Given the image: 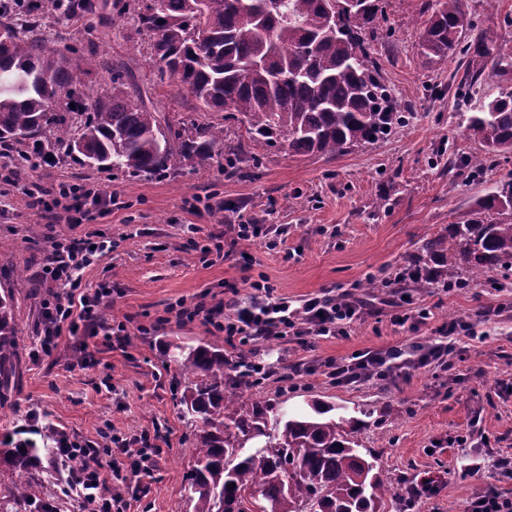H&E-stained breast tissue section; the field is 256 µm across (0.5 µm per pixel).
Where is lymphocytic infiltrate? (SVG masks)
Segmentation results:
<instances>
[{
    "instance_id": "obj_1",
    "label": "lymphocytic infiltrate",
    "mask_w": 512,
    "mask_h": 512,
    "mask_svg": "<svg viewBox=\"0 0 512 512\" xmlns=\"http://www.w3.org/2000/svg\"><path fill=\"white\" fill-rule=\"evenodd\" d=\"M26 195L30 208L48 219L64 213L66 223L75 228L111 212L117 202L115 194L104 193L90 183L63 182L46 192L27 190ZM51 248L53 259L44 265L40 277L65 287L67 294L42 304L40 350L50 351L64 330L73 337L124 333L125 324L109 325L102 316L101 302L110 296V289L101 286L90 292L83 286L84 270L111 251V240L63 236L54 238ZM246 282L252 290L250 302L232 298L210 306L201 300L190 304L182 301L172 311L177 321L197 320L223 332L225 343L236 350L237 365L250 384L257 378H268L272 369L250 360L243 352L244 346L261 338L290 334L300 345L311 347L317 340L347 335L350 324L363 310L361 301L327 292L305 298L295 307L277 295L264 277L250 276ZM474 336L472 324L460 318L438 328L428 344L365 350L348 359H329L323 363L324 373L336 384L358 386L427 365L444 369L461 339ZM55 442L56 456L74 463L71 485L82 512H128L131 498L144 493L142 480L152 476L161 453L158 444L118 434L105 436L99 445L62 431L57 433ZM493 468L496 482L486 484L471 498L467 512H512V491L505 487L506 482L512 481V457L498 458Z\"/></svg>"
}]
</instances>
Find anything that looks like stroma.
<instances>
[{
	"mask_svg": "<svg viewBox=\"0 0 512 512\" xmlns=\"http://www.w3.org/2000/svg\"><path fill=\"white\" fill-rule=\"evenodd\" d=\"M381 5L384 14L366 38L382 86L408 118L391 134L344 155L293 154L284 142L250 139L242 117L225 121L224 143L241 146L256 160L252 176L225 175L220 156L174 177H131L68 158L38 167L0 155V169L21 170L17 184L0 181V293L11 291L18 329L16 374L0 390V440L33 438L35 421L94 442L105 432L162 436L159 467L130 512H190L183 486L196 450L180 406L178 367L166 347L220 345L224 336L196 321H176L167 310L181 301H223L226 285L249 271L295 302L332 290L372 306L348 336L322 339L306 350L290 336L253 347V360L278 367L301 362L311 370L288 382L271 377L250 387V395L291 409L319 400L362 416L356 439L375 450L384 479L397 490L449 470L424 512H464L482 485L492 482V461L512 456V269H497L483 283L463 288L434 283L407 291L402 279L419 237L441 234L448 222L473 213L492 188L512 180V160L477 175L461 170L466 158L483 152L463 131L465 115L496 96L499 81L477 84L468 102L459 101L452 91L464 74L459 58L423 65L419 28L407 20L413 8L429 16L437 0ZM464 8L495 49L512 52V0H464ZM43 32L60 48L90 46L101 60L128 63L136 86L150 91L172 122L193 112L192 98L173 81L152 84L149 40L136 34L133 19L92 44L51 14ZM62 182L94 183L117 193L118 204L74 231L47 223L28 207L25 192ZM195 195L215 196L224 208L215 216L192 214L185 201ZM243 221L261 225L260 238L238 239ZM73 232L111 239V253L86 269L83 282L91 290L111 283L103 317L125 322L126 333L89 336L81 344L64 335L35 360L30 352L41 331V304L54 293L37 275L52 256L51 239ZM213 235L222 237L226 256L202 262L191 244ZM272 239L278 242L273 249L267 246ZM369 279L375 286L367 290L363 283ZM413 307L429 311L427 323L394 324V316ZM457 318L470 321L479 337L466 341L462 355H450L451 370L425 367L354 387L334 384L317 369L326 359H347L362 350L427 343ZM475 462L486 465L482 477L469 472ZM68 469L45 456L32 470L36 495L52 502L55 512H80L60 485Z\"/></svg>",
	"mask_w": 512,
	"mask_h": 512,
	"instance_id": "1",
	"label": "stroma"
}]
</instances>
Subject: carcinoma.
<instances>
[{
    "instance_id": "1",
    "label": "carcinoma",
    "mask_w": 512,
    "mask_h": 512,
    "mask_svg": "<svg viewBox=\"0 0 512 512\" xmlns=\"http://www.w3.org/2000/svg\"><path fill=\"white\" fill-rule=\"evenodd\" d=\"M45 8L94 37L125 18L130 0H46ZM14 18L0 11V147L24 156L60 150L84 164L137 176H177L202 165L224 144V121L238 113L253 139L279 138L288 151L337 156L404 123L377 80L378 64L360 36L382 11L380 0H149L134 18L153 36L159 81L176 82L195 100L199 115L222 114L218 123L188 116L173 124L128 91L131 71L114 64L112 89L92 105L73 89V75L97 66L95 52L64 53L37 35V18L22 5ZM164 23H159V20ZM475 25L463 0H438L420 27L427 63L467 58L457 96L485 79L512 75V55L495 50ZM466 134L485 147L466 167L486 168L512 150V86L470 113ZM243 151L228 148L224 172L243 170ZM476 217L452 221L424 240L417 259L462 267L473 280L512 266V182L477 202ZM17 327L13 298L0 297V383H7ZM171 358L184 377L181 403L194 419L196 460L184 492L192 512H377L395 491L376 472L375 457L354 441L361 420L290 414L268 400L247 403V383L224 349L211 343L174 346ZM256 450L244 453L247 444ZM37 443L0 444V512L42 505L30 497L28 474L39 460Z\"/></svg>"
}]
</instances>
